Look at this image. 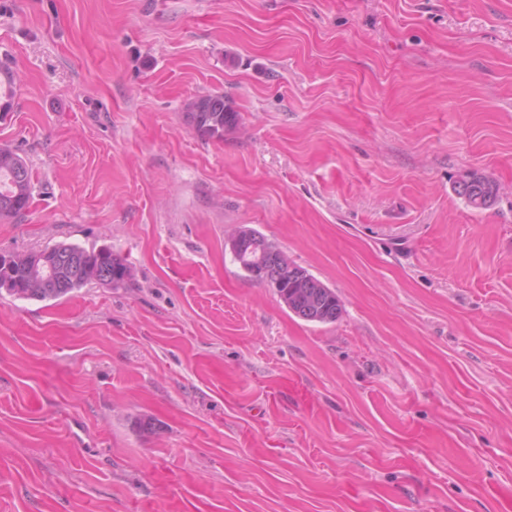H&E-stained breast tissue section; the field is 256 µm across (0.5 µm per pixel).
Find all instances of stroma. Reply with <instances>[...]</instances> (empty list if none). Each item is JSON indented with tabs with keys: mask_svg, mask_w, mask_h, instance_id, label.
<instances>
[{
	"mask_svg": "<svg viewBox=\"0 0 512 512\" xmlns=\"http://www.w3.org/2000/svg\"><path fill=\"white\" fill-rule=\"evenodd\" d=\"M0 66L36 175L0 254L133 270L0 297V512H512V0H0ZM242 224L341 317L251 281ZM185 115L205 140H223L224 132L239 125L240 115L224 95H204L186 103ZM455 191L474 209L491 207L497 196L495 182L482 175H473L466 180H462L456 186ZM235 230L226 246L250 280L274 288L288 310L301 319L328 324L340 318L343 308L335 290L290 259L284 262L285 253L257 229L244 225ZM251 243L257 246L248 251ZM255 266L263 268V277L252 275ZM63 253L69 257L56 260ZM132 277L131 267L108 245L87 249L60 242L39 251L0 254V297L4 292L15 298L60 300L88 286L119 288Z\"/></svg>",
	"mask_w": 512,
	"mask_h": 512,
	"instance_id": "obj_1",
	"label": "stroma"
}]
</instances>
